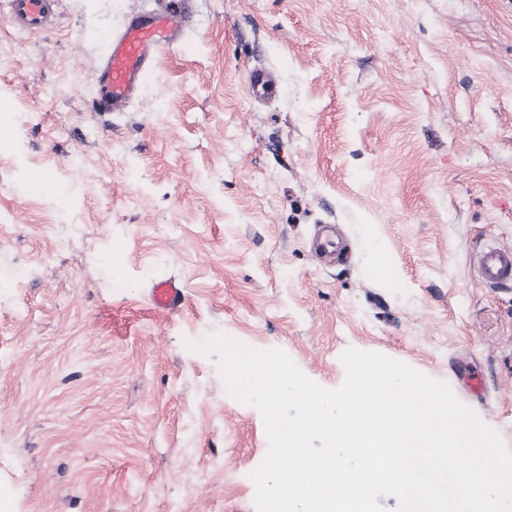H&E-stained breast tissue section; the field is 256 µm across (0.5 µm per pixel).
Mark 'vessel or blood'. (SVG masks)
<instances>
[{"mask_svg": "<svg viewBox=\"0 0 512 512\" xmlns=\"http://www.w3.org/2000/svg\"><path fill=\"white\" fill-rule=\"evenodd\" d=\"M14 28L22 33L48 31L57 18L61 0H0ZM182 0H166L163 7L125 20L104 37V51L96 71L99 96L96 111H123L140 93L152 64L166 49L176 46L186 25ZM482 282L498 288L512 284V248L490 246L479 257ZM184 289L175 278L153 283L150 302L154 308L175 311L185 303Z\"/></svg>", "mask_w": 512, "mask_h": 512, "instance_id": "1", "label": "vessel or blood"}]
</instances>
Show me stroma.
Listing matches in <instances>:
<instances>
[{"label": "stroma", "instance_id": "1", "mask_svg": "<svg viewBox=\"0 0 512 512\" xmlns=\"http://www.w3.org/2000/svg\"><path fill=\"white\" fill-rule=\"evenodd\" d=\"M153 4L0 14V497L256 512L262 416L187 347L218 332L327 389L347 348L399 360L512 447V288L478 269L512 247V0H193L137 98L92 111L105 33ZM165 276L180 310L150 304ZM61 0H2L14 28L21 33L42 34L57 18Z\"/></svg>", "mask_w": 512, "mask_h": 512}]
</instances>
